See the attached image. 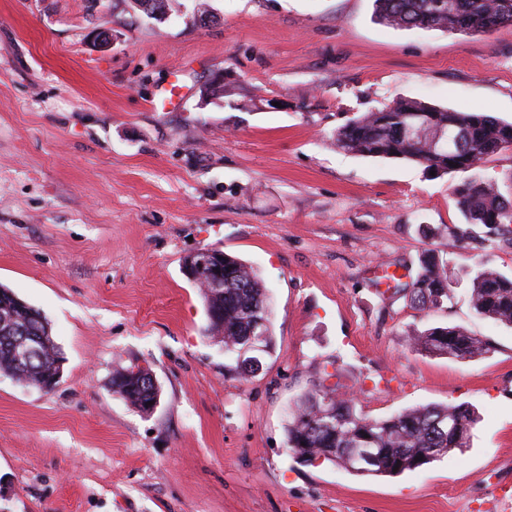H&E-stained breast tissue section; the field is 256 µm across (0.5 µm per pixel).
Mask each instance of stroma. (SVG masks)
I'll return each instance as SVG.
<instances>
[{
	"mask_svg": "<svg viewBox=\"0 0 512 512\" xmlns=\"http://www.w3.org/2000/svg\"><path fill=\"white\" fill-rule=\"evenodd\" d=\"M0 0V285L39 309L64 358L52 392L0 376V512H512V328L462 275H512V231L467 223L455 174L337 151L349 119L414 98L512 121V26L396 30L373 0ZM113 45L97 44L101 32ZM252 265L275 348L243 381L203 336L185 257ZM460 281L422 314L384 283L425 250ZM490 340L463 361L407 331ZM151 368L143 415L112 373ZM334 364L364 415L464 403L469 447L397 476L289 453L290 402Z\"/></svg>",
	"mask_w": 512,
	"mask_h": 512,
	"instance_id": "35a3bbf8",
	"label": "stroma"
}]
</instances>
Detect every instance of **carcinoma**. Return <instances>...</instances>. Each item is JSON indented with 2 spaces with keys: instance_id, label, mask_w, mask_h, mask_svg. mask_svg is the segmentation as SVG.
Segmentation results:
<instances>
[{
  "instance_id": "1",
  "label": "carcinoma",
  "mask_w": 512,
  "mask_h": 512,
  "mask_svg": "<svg viewBox=\"0 0 512 512\" xmlns=\"http://www.w3.org/2000/svg\"><path fill=\"white\" fill-rule=\"evenodd\" d=\"M375 19L395 29L449 31L464 27L471 33H491L512 25V0H374ZM464 134L461 151L450 154L432 145L439 129ZM332 142L340 152L362 157L405 160L437 174L461 173L453 186L456 205L470 224L496 228L512 226V191L485 173L487 160L512 149V122L485 112L437 108L415 99H400L374 112H365L338 127ZM469 303L475 314L512 327V276L484 263L468 271ZM454 273L448 258L433 249L423 253L420 271L405 288L411 306L428 312L440 309L454 296ZM207 325L204 336L224 349V378L244 380L243 367L252 354L255 328H260L264 354L274 349L268 290L254 268L224 255V295L198 288ZM44 338L42 356L27 361L18 356L22 331ZM417 352L479 359L492 352L488 339L460 326L429 327L407 333ZM59 348L42 313L12 290L0 287V376H9L41 388L54 365ZM137 364L116 369L112 390L138 412L152 400L145 375ZM325 371L321 380L293 403L285 426L286 444L306 461L323 459L356 475L394 476L415 470L467 448L477 423L475 410L466 404H431L382 419H370L357 401L338 393Z\"/></svg>"
}]
</instances>
